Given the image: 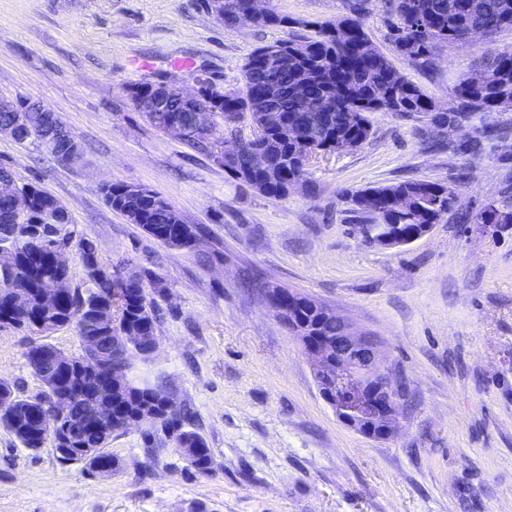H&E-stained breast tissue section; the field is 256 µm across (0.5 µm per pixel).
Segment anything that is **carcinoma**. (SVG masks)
I'll list each match as a JSON object with an SVG mask.
<instances>
[{"label":"carcinoma","mask_w":512,"mask_h":512,"mask_svg":"<svg viewBox=\"0 0 512 512\" xmlns=\"http://www.w3.org/2000/svg\"><path fill=\"white\" fill-rule=\"evenodd\" d=\"M396 23L393 24L391 41L394 50L411 60H425L433 50L448 43L465 44L466 33L478 27L489 37L504 28H512V0H396ZM359 4L351 5L352 15L343 17L356 26L358 34L347 41L336 39L330 31V21L314 22L313 38L305 43L306 52L299 58L288 54L287 62L275 70L262 69L257 47L242 67V88L224 92L214 84L204 87L197 103L201 114L211 126L217 118L229 119L241 112H262L267 106L268 95L283 84L293 85L304 80L310 93H326L332 98L333 111L314 112L302 100L288 98L283 112L286 122L305 119L313 127L312 149L288 140V128L268 134L255 150L250 140L238 141L236 166L228 169L237 179L269 198H283L292 192L289 181L299 178L307 182L308 171L301 167V160L310 151L319 154L336 151V135L367 141L371 136L369 115L374 112L420 114L427 108L437 109L431 98L415 84L405 80L403 86L390 84L393 66L386 54L372 46L360 17ZM282 22L275 13L257 15L251 0H224V26L262 27ZM482 68L492 74L491 83L476 86L471 77H463L453 88V112L464 118H477L484 125L497 126L494 114L512 109V58L504 61L499 52L483 60ZM24 104L9 101L0 103V125L22 121L19 142L41 143L47 137L59 142L58 152L51 157L58 163L69 160L73 140L60 120L51 112H22ZM32 222L15 224L11 217V203L0 197V246L17 255L13 266L2 273L8 287L27 295L25 307L10 309L6 298L0 296V315H5L13 329L25 330L28 323L42 320L49 323L47 333L72 328L77 336L95 333L103 337L100 353L102 363L115 364L130 370L134 353H125L122 341L113 337L112 326H101L95 317L97 305H111L120 322L121 333L152 336L160 319L157 300L147 293L141 271L128 263L103 264L108 272L97 278H86L84 287L71 285L70 271L62 270L47 260V255L64 242L78 254L81 262L100 261L97 245L77 234L69 214L60 201L35 183ZM373 195L385 207L400 195L414 199V208L406 213L393 210L382 215L388 224H438L448 217V202L458 197L457 189L439 182L423 179L404 180L360 190L352 195L357 212L366 197ZM105 202L138 225L146 234L161 244L180 248L172 236L163 237L157 230L173 223L176 209L156 192L136 196L129 192L128 184L115 180L104 187ZM68 284L62 306L49 311L43 306V294L51 288ZM299 320L309 324L318 336H336L341 327L336 319L326 318L309 307L304 308ZM46 390L34 397L23 396L7 382H0V427L5 428L25 448L37 449L46 440V429L33 422L26 414L30 401L46 403L44 412L59 415L53 396L61 393L52 378L32 360H27ZM69 390V413L85 407L93 400L100 409L98 420L84 429L83 441L92 445L98 460H112L106 451L112 436L124 431L121 422L136 414L152 416L151 425L144 430V439L154 445L156 433L163 431L175 447L184 450L182 456L197 472H214L216 462L201 434L193 427L190 413L182 407L170 408L165 404L166 391L159 382H134L114 388L106 373L95 376L76 374Z\"/></svg>","instance_id":"obj_1"}]
</instances>
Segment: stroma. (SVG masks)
I'll list each match as a JSON object with an SVG mask.
<instances>
[{"mask_svg":"<svg viewBox=\"0 0 512 512\" xmlns=\"http://www.w3.org/2000/svg\"><path fill=\"white\" fill-rule=\"evenodd\" d=\"M351 0H272L281 26L227 28L204 0H0V99L54 112L82 148L69 165L0 137V167L66 207L105 263L133 261L163 280L158 345L133 375L161 379L191 409L217 468L202 475L143 433L112 438L111 477L29 449L0 428V512H512V226L486 235L457 215L394 249L362 243L353 191L406 179L455 184L460 212L512 184L506 137L479 153L448 148L425 120L376 112L359 149L314 160L307 186L274 199L228 175L207 151L152 127L136 84L196 77L227 91L258 46L310 36ZM372 42L440 106L512 30L448 45L416 64L393 54L389 0H360ZM120 180L166 198L204 243L189 253L150 238L104 201ZM308 295L377 339L408 387L402 427L377 441L342 424L299 341L258 282ZM31 335L0 329V380L43 391L25 359Z\"/></svg>","mask_w":512,"mask_h":512,"instance_id":"35a3bbf8","label":"stroma"}]
</instances>
